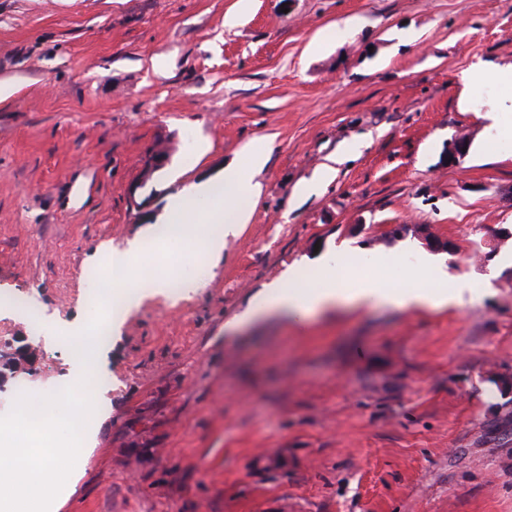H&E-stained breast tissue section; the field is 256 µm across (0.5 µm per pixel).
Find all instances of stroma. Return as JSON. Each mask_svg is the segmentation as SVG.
Masks as SVG:
<instances>
[{"label":"stroma","instance_id":"1","mask_svg":"<svg viewBox=\"0 0 512 512\" xmlns=\"http://www.w3.org/2000/svg\"><path fill=\"white\" fill-rule=\"evenodd\" d=\"M251 4L229 27L238 0H0V81L17 84L0 290L86 323L85 272L249 145L268 157L221 254H146L166 276L204 267L203 286L144 291L115 321L93 367L112 387L50 512H512V390L494 386L512 378V240L481 256L512 225V0ZM477 64L491 78L466 85ZM330 161L335 179L300 194ZM423 253L482 297L236 325L288 269L326 284L375 261L405 288Z\"/></svg>","mask_w":512,"mask_h":512}]
</instances>
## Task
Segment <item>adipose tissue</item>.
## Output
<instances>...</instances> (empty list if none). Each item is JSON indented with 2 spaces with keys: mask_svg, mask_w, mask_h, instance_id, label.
<instances>
[{
  "mask_svg": "<svg viewBox=\"0 0 512 512\" xmlns=\"http://www.w3.org/2000/svg\"><path fill=\"white\" fill-rule=\"evenodd\" d=\"M262 160V152L252 150L247 162L225 168L223 182L210 186L197 185L171 195L169 223L183 224L199 233L205 253L222 251L225 238L238 237L249 219L259 195V185L254 180L253 171ZM208 224L222 225V235L210 236L204 230ZM434 273L440 279L449 278L447 272H435L426 260L416 266L414 277L418 282ZM452 281V293L433 294L417 284L398 289L383 279L357 273L339 285L305 291L301 288L300 278L291 274L275 283L271 290L259 292L245 318L250 321L268 311L305 318L326 308L345 304L427 308L450 302L458 305L473 302V283L461 277Z\"/></svg>",
  "mask_w": 512,
  "mask_h": 512,
  "instance_id": "adipose-tissue-1",
  "label": "adipose tissue"
}]
</instances>
